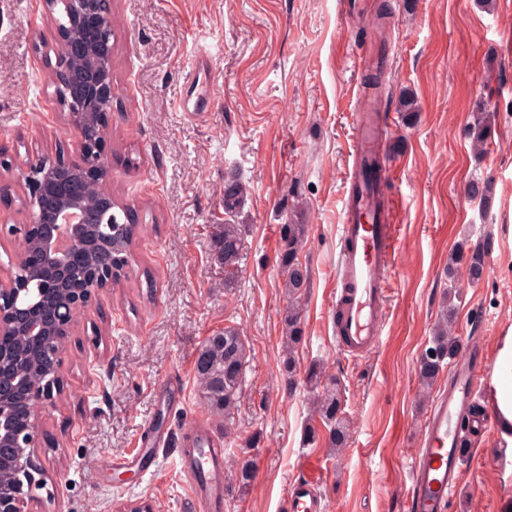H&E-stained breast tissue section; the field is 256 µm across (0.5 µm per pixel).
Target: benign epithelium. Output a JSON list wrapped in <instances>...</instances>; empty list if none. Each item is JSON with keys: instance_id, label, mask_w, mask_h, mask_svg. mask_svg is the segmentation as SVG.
I'll return each instance as SVG.
<instances>
[{"instance_id": "benign-epithelium-1", "label": "benign epithelium", "mask_w": 512, "mask_h": 512, "mask_svg": "<svg viewBox=\"0 0 512 512\" xmlns=\"http://www.w3.org/2000/svg\"><path fill=\"white\" fill-rule=\"evenodd\" d=\"M76 24L56 32L53 52L57 80L68 91L58 107L67 123L78 133L68 156L59 157L47 169L37 156L14 167L9 176H0V195L18 188L33 205L25 222L11 225L7 232L20 239L19 255L28 241L38 244V260L45 269L42 292L61 294L52 324L43 318L40 300L27 295L25 273L0 278V383L19 388L26 382L8 368L18 337L27 336L41 349L47 365L44 380L29 389L28 413L24 427L15 430L13 410L0 402V445L12 448L0 459V512H26L33 487L42 483L43 468L36 462L41 444L43 420L66 393L61 372L66 339L78 313L125 276L129 266L112 269L96 265L87 244L91 224L106 225L107 249L128 243L129 226L112 223V198L104 199L95 212L81 206L84 195L82 175L107 182L112 174V154L107 144L94 145V121L112 123V0H67Z\"/></svg>"}]
</instances>
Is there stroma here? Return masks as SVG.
Wrapping results in <instances>:
<instances>
[{"label":"stroma","instance_id":"stroma-1","mask_svg":"<svg viewBox=\"0 0 512 512\" xmlns=\"http://www.w3.org/2000/svg\"><path fill=\"white\" fill-rule=\"evenodd\" d=\"M112 0L114 197L138 212L143 232L128 279L81 312L63 354L67 393L44 418L45 468L28 512H117L149 500L153 512H194L178 462L197 421L224 442V467L252 460L243 488L226 479L224 512H284L290 482L314 473L325 512H407L411 461L440 373L422 389L417 364L449 302L448 255L492 239L479 281L456 300L457 335L503 343L512 331V0ZM385 10L382 27L372 25ZM53 30L40 0H0V148L12 162L71 149L75 132L48 84ZM381 113L390 127L382 161L398 164L384 188L397 219L394 273L383 340L354 359L336 345L332 291L352 157L355 113L380 50ZM207 59L214 111L193 116L180 94ZM413 111L399 107L402 94ZM495 120L488 151L474 158L467 129ZM246 189L236 214L245 253L234 288L214 263L211 232L223 223L224 182ZM492 187L471 200L472 181ZM306 207L302 253L311 274L297 371L282 366L288 298L279 268V227L294 201ZM239 328L251 349L233 425L210 415L195 363L203 340ZM341 387L348 443L334 453L310 442L309 369ZM172 377L182 405L162 408ZM169 431L153 472L114 468L154 425ZM512 441L499 421L475 434L450 512H512Z\"/></svg>","mask_w":512,"mask_h":512}]
</instances>
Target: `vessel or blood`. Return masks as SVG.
Wrapping results in <instances>:
<instances>
[{
    "mask_svg": "<svg viewBox=\"0 0 512 512\" xmlns=\"http://www.w3.org/2000/svg\"><path fill=\"white\" fill-rule=\"evenodd\" d=\"M181 111H211V92L183 96ZM382 145L373 138L365 115H357L353 132V165L346 181L351 190L337 227L340 242L334 306L338 315L336 343L343 353L361 357L381 343L384 329L391 259L396 227L382 214L374 189L366 185L365 160L380 156ZM477 362L457 366L446 391L440 392L424 420L423 442L411 463L412 481L407 494L408 512H448L463 480L457 443L463 412L479 388L488 386L492 352L486 342H470ZM200 446L181 471L188 479L197 512H222L224 508V448L205 423H198ZM167 431L152 430L149 444L135 453L115 458L118 468L149 472L155 450L167 441ZM318 477L306 475L288 487L287 512H325Z\"/></svg>",
    "mask_w": 512,
    "mask_h": 512,
    "instance_id": "b4317fda",
    "label": "vessel or blood"
}]
</instances>
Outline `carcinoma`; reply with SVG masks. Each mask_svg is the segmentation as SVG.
<instances>
[{
	"mask_svg": "<svg viewBox=\"0 0 512 512\" xmlns=\"http://www.w3.org/2000/svg\"><path fill=\"white\" fill-rule=\"evenodd\" d=\"M467 135L472 152L477 156L484 155L491 137L490 116L482 112L477 114L468 127ZM490 193L491 185L487 182L473 181L467 187V195L483 203L488 202ZM243 201L242 186L234 179L226 180L224 214L228 219L222 224L215 225L211 237L212 259L224 267L226 288L234 287L245 252L241 225L229 221V218L240 210ZM307 232L308 225L296 214L290 215L288 222L280 225L282 246L279 266L285 274L284 288L288 294V308L284 314L285 354L282 365L290 376L297 370L296 352L305 339V316L301 300L309 288L310 274L307 265L301 259V250ZM463 260L467 261L468 280H480L485 270V250L476 248L466 257L462 256V250L455 251L448 262V278L457 279L458 265ZM132 261L133 255L123 249L100 255V263L110 264L114 268ZM454 332L455 326L449 318L436 328L427 347L428 355L422 357L418 365V379L423 385H433L440 371L448 365V361L458 355ZM249 354L247 343L234 326H226L207 337L198 351L195 376L201 399L210 412L224 417L226 426L232 424L234 420ZM308 379L314 393L315 413L328 429L330 447H345L349 434L347 426L339 417L341 393L337 378L316 368L309 371ZM0 398L9 402L18 414L27 410V400L10 388L0 389Z\"/></svg>",
	"mask_w": 512,
	"mask_h": 512,
	"instance_id": "obj_1",
	"label": "carcinoma"
}]
</instances>
